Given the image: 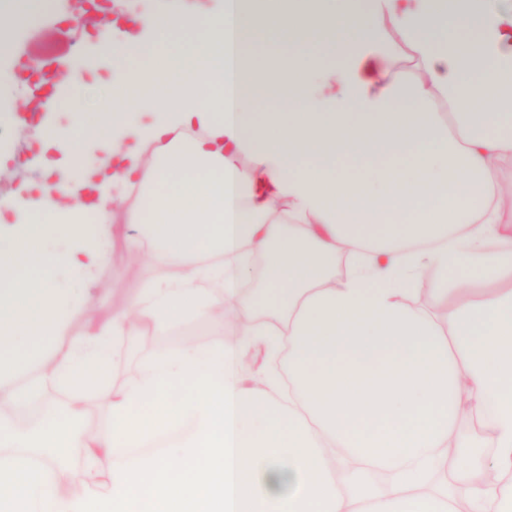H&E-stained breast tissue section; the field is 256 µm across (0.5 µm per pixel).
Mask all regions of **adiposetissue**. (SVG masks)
<instances>
[{
	"mask_svg": "<svg viewBox=\"0 0 512 512\" xmlns=\"http://www.w3.org/2000/svg\"><path fill=\"white\" fill-rule=\"evenodd\" d=\"M175 28L187 46L167 41ZM262 39L289 45L287 60L259 67ZM397 48L410 75L391 70ZM98 49L118 74L109 108L58 85L43 109L74 119L48 146L96 148L99 168L17 199L0 225V402L67 396L32 433L0 417V512H512V11L231 0L204 22L159 10L107 24ZM148 75L165 88L144 124L128 90ZM265 96L290 111H255ZM132 189L143 235L130 247L173 274L60 344L91 307L114 194ZM427 266L429 304L409 305ZM452 283L479 298L432 314ZM190 318L228 329L157 350L113 386L118 339ZM250 345L287 349V395L244 377ZM88 377L107 411L97 429L80 426ZM466 415L478 427L463 430ZM67 448L85 449L82 471ZM76 481L83 494L65 495Z\"/></svg>",
	"mask_w": 512,
	"mask_h": 512,
	"instance_id": "adipose-tissue-1",
	"label": "adipose tissue"
}]
</instances>
